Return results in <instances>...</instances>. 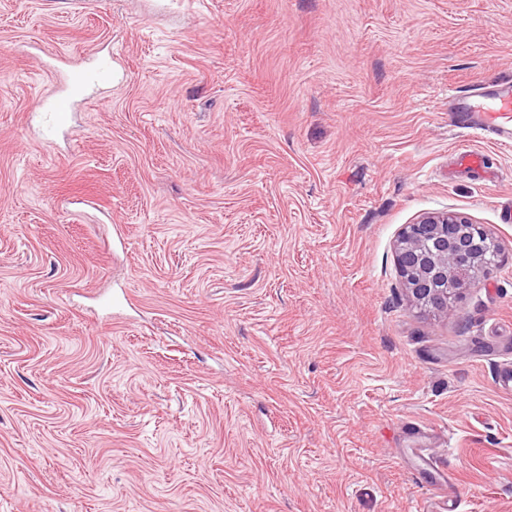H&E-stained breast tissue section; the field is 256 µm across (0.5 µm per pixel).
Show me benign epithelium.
<instances>
[{
  "instance_id": "7a95c632",
  "label": "benign epithelium",
  "mask_w": 512,
  "mask_h": 512,
  "mask_svg": "<svg viewBox=\"0 0 512 512\" xmlns=\"http://www.w3.org/2000/svg\"><path fill=\"white\" fill-rule=\"evenodd\" d=\"M489 239L478 224L456 212L427 213L404 227L396 261L417 304L448 309V280L460 283L479 268L478 254Z\"/></svg>"
}]
</instances>
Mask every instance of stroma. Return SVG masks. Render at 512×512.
<instances>
[{"instance_id": "35a3bbf8", "label": "stroma", "mask_w": 512, "mask_h": 512, "mask_svg": "<svg viewBox=\"0 0 512 512\" xmlns=\"http://www.w3.org/2000/svg\"><path fill=\"white\" fill-rule=\"evenodd\" d=\"M509 78L512 0H0V512H423L412 422L512 512V144L448 107ZM446 211L501 256L437 311ZM478 224L456 212L427 213L404 227L396 245V261L413 299L420 306L447 310L451 300L448 279L471 286L480 283L474 270L483 251L484 263L493 265L499 246ZM489 239V240H488ZM488 240V241H487Z\"/></svg>"}]
</instances>
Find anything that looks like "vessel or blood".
Here are the masks:
<instances>
[{
	"label": "vessel or blood",
	"instance_id": "1",
	"mask_svg": "<svg viewBox=\"0 0 512 512\" xmlns=\"http://www.w3.org/2000/svg\"><path fill=\"white\" fill-rule=\"evenodd\" d=\"M455 125L512 141V80H495L450 96Z\"/></svg>",
	"mask_w": 512,
	"mask_h": 512
}]
</instances>
